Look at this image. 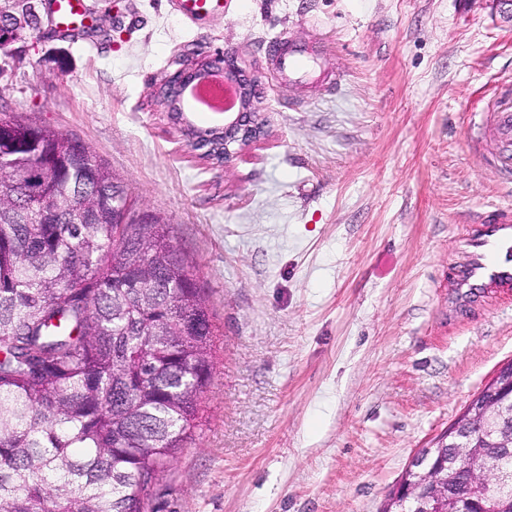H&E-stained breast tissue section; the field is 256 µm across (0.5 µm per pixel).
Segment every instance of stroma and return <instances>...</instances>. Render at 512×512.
Instances as JSON below:
<instances>
[{"label": "stroma", "instance_id": "1", "mask_svg": "<svg viewBox=\"0 0 512 512\" xmlns=\"http://www.w3.org/2000/svg\"><path fill=\"white\" fill-rule=\"evenodd\" d=\"M85 8V28L0 54V114L89 147L197 269L215 368L152 512H380L512 361V293L458 314L448 286L467 224L512 206L467 143L512 78V22L484 0ZM310 25L329 48L288 82L267 44ZM219 53L257 78L268 121L227 166L183 134L205 116L175 122L155 97ZM230 0H180L179 7L184 15L202 19L208 15L224 12Z\"/></svg>", "mask_w": 512, "mask_h": 512}]
</instances>
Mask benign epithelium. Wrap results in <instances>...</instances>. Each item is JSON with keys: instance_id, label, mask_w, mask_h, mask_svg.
Listing matches in <instances>:
<instances>
[{"instance_id": "7a95c632", "label": "benign epithelium", "mask_w": 512, "mask_h": 512, "mask_svg": "<svg viewBox=\"0 0 512 512\" xmlns=\"http://www.w3.org/2000/svg\"><path fill=\"white\" fill-rule=\"evenodd\" d=\"M45 0H0V49L12 40L19 29H26L31 25L30 18H42V8ZM222 64L229 76L236 78L242 86L241 112L228 124L224 131L214 132L207 137L206 143L196 142L195 146L203 149V155H218L229 164L238 154V151L264 135L266 120L261 113L260 102L254 94L255 79L248 77L238 66L237 60L231 55H222L214 59H204L189 67L180 69L165 78L163 89H171L170 94L160 98V102L167 104L166 112L175 120L182 112L177 92L181 85L194 77V71L200 67H207L213 62ZM121 213V224H151L153 220L136 210L131 204L118 209ZM512 388V374L497 373L492 379L491 390L487 394L477 395L468 408L455 420V422L442 434L438 443H444L450 448L468 450L469 456L474 460L473 468L488 471L494 476H500L496 465L490 463L479 451V444L475 442L466 428V417L472 412H479L490 419L496 418L506 403L512 404V395L502 396V393ZM457 457L446 458L440 466L430 464L429 451L419 452L412 460L404 480L396 488L394 494L387 500L382 512H401L404 501L409 500L414 505V512H458L452 507L451 500L439 495H422L418 489L424 487L432 479L446 483L455 475Z\"/></svg>"}]
</instances>
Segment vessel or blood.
<instances>
[{
    "instance_id": "1",
    "label": "vessel or blood",
    "mask_w": 512,
    "mask_h": 512,
    "mask_svg": "<svg viewBox=\"0 0 512 512\" xmlns=\"http://www.w3.org/2000/svg\"><path fill=\"white\" fill-rule=\"evenodd\" d=\"M229 0H180L184 15L202 19L225 11ZM58 24L69 30L84 25V0H56ZM317 36L308 41L289 40L287 47L276 48V62L280 72L289 80L303 79L309 63L317 58ZM224 73L211 71L203 81L183 86L180 98L195 112L207 113L219 120L225 114L237 111L238 97H221L211 101L200 93L202 84L224 83ZM492 146L479 153L483 167L493 169L500 185L512 193V82L503 81L492 112L481 120ZM463 259L450 266L448 276L454 292L457 309H465L477 302L487 301L500 289L512 288V210H496L493 218L467 225L460 240Z\"/></svg>"
}]
</instances>
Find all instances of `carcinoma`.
Wrapping results in <instances>:
<instances>
[{
    "mask_svg": "<svg viewBox=\"0 0 512 512\" xmlns=\"http://www.w3.org/2000/svg\"><path fill=\"white\" fill-rule=\"evenodd\" d=\"M0 512H147L200 426L215 327L170 224H117L126 188L61 132L0 117ZM47 201L51 223H44ZM489 455L512 425L487 436ZM463 460L461 512H512Z\"/></svg>",
    "mask_w": 512,
    "mask_h": 512,
    "instance_id": "obj_1",
    "label": "carcinoma"
}]
</instances>
